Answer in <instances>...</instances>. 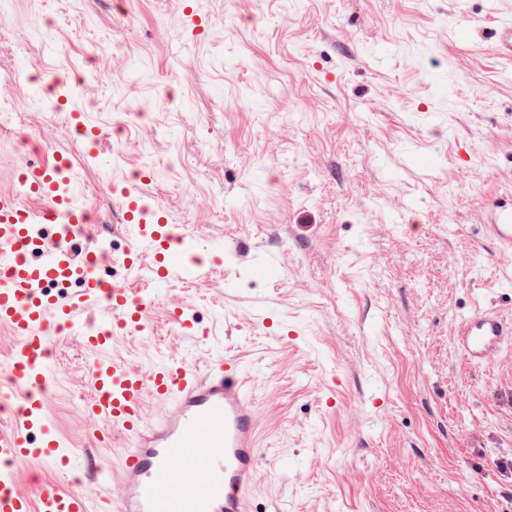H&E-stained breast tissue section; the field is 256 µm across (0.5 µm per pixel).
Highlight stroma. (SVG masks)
Returning <instances> with one entry per match:
<instances>
[{
	"instance_id": "obj_1",
	"label": "stroma",
	"mask_w": 512,
	"mask_h": 512,
	"mask_svg": "<svg viewBox=\"0 0 512 512\" xmlns=\"http://www.w3.org/2000/svg\"><path fill=\"white\" fill-rule=\"evenodd\" d=\"M197 2L194 35L180 0H5L0 190L57 155L79 173L108 274L154 298L125 362H243L250 512H512V347L475 367L452 344L476 305L512 315L493 230L512 204V64L487 46L490 6L512 20V0ZM62 96L101 125L99 163ZM145 172L214 258L207 279L122 265L136 242L115 187ZM94 361L73 332L51 359L50 415L76 443Z\"/></svg>"
}]
</instances>
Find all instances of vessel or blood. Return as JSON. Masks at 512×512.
I'll list each match as a JSON object with an SVG mask.
<instances>
[{
    "instance_id": "b4317fda",
    "label": "vessel or blood",
    "mask_w": 512,
    "mask_h": 512,
    "mask_svg": "<svg viewBox=\"0 0 512 512\" xmlns=\"http://www.w3.org/2000/svg\"><path fill=\"white\" fill-rule=\"evenodd\" d=\"M491 47L512 61V24L495 23ZM17 181L18 189L0 191V327L13 336L7 374L22 391L12 421L0 424V512H248L259 453L244 365L224 357L202 370L181 362L136 370L112 357L121 333L143 330L149 297L102 275L99 251L84 245L96 226L80 180L62 158L27 165ZM120 194L128 231L154 258V279L208 274L198 248L167 211L147 203L138 184H125ZM26 196L39 206L23 204ZM46 226L54 230L48 239ZM77 325L97 356L84 444L97 446L111 430L127 436L120 493L92 497L49 485L33 498L20 488L22 465L64 472L78 462L48 412L57 383L52 352L62 328ZM509 343L512 318L489 307H474L454 327L456 351L474 366ZM148 396L168 407L158 421L143 414ZM174 484L182 494L170 493Z\"/></svg>"
}]
</instances>
